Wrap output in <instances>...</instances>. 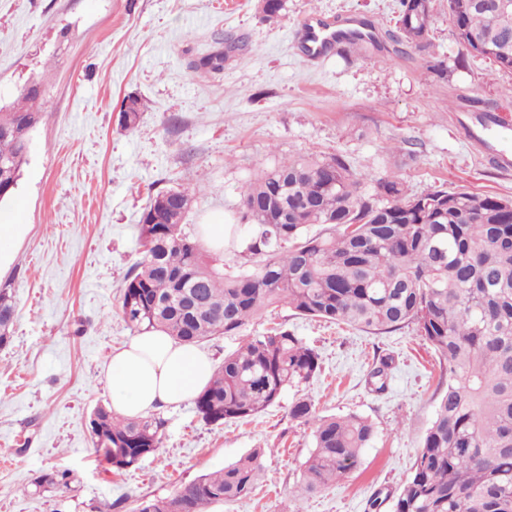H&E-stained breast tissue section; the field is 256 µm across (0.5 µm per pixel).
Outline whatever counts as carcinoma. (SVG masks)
<instances>
[{
    "instance_id": "carcinoma-1",
    "label": "carcinoma",
    "mask_w": 512,
    "mask_h": 512,
    "mask_svg": "<svg viewBox=\"0 0 512 512\" xmlns=\"http://www.w3.org/2000/svg\"><path fill=\"white\" fill-rule=\"evenodd\" d=\"M285 0H259L265 21ZM434 0H400L391 38L426 48ZM448 25L460 46L456 63L487 57L512 70V13L498 0H448ZM0 111V187L18 184L31 132L44 105L32 79ZM121 125L134 129L141 103ZM193 196L160 191L138 224L141 259L126 277L120 312L137 331L158 329L198 344L237 333L270 307L342 322L373 334L410 324L446 362L447 388L436 404L393 512H512V199L464 188L412 194L391 174L368 184L343 155H299L262 171L243 192L252 223L244 252L252 265L224 268L183 228ZM288 204V219L281 215ZM15 307L0 291V346L10 340ZM320 370L319 354L286 328L253 336L224 356L194 400L209 424L248 420L289 387ZM290 415L314 424L313 449L299 492L312 495L357 468L375 427L349 415H316L299 399ZM95 452L112 469L137 466L162 447L160 417L120 418L99 406L89 426ZM262 449L181 486L171 497H142L136 512H207L252 493ZM35 491L66 487L69 474L39 476Z\"/></svg>"
}]
</instances>
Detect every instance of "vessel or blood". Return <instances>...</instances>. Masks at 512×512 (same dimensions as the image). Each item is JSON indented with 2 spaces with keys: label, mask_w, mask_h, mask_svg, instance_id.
Wrapping results in <instances>:
<instances>
[{
  "label": "vessel or blood",
  "mask_w": 512,
  "mask_h": 512,
  "mask_svg": "<svg viewBox=\"0 0 512 512\" xmlns=\"http://www.w3.org/2000/svg\"><path fill=\"white\" fill-rule=\"evenodd\" d=\"M373 38L374 33L362 28L357 16L336 13L324 17H310L300 21L293 31V41L303 58L315 61L329 51L331 44L342 37ZM503 120L497 114H484L460 124L465 141L480 152L486 153L504 173L512 172V146L495 139L494 130Z\"/></svg>",
  "instance_id": "b4317fda"
}]
</instances>
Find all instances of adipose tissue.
Returning <instances> with one entry per match:
<instances>
[{
    "label": "adipose tissue",
    "mask_w": 512,
    "mask_h": 512,
    "mask_svg": "<svg viewBox=\"0 0 512 512\" xmlns=\"http://www.w3.org/2000/svg\"><path fill=\"white\" fill-rule=\"evenodd\" d=\"M214 372L210 355L159 330L136 333L112 352L106 370L113 411L131 418L194 400Z\"/></svg>",
    "instance_id": "obj_1"
}]
</instances>
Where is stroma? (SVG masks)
<instances>
[{
	"instance_id": "obj_1",
	"label": "stroma",
	"mask_w": 512,
	"mask_h": 512,
	"mask_svg": "<svg viewBox=\"0 0 512 512\" xmlns=\"http://www.w3.org/2000/svg\"><path fill=\"white\" fill-rule=\"evenodd\" d=\"M257 0H0V107L30 77L44 78L46 108L0 224L23 223L4 261L0 289L16 307L0 347V512H133L141 497H168L201 475L263 449L254 491L210 512H392L443 392L439 356L414 329L373 335L296 315L285 306L235 336L204 342L222 362L243 339L292 331L320 357L319 372L245 422L205 423L193 403L164 406L162 448L123 474L95 452L88 419L109 405L105 367L132 336L120 289L139 258L137 224L151 196H194L184 230L224 216V262L244 266L241 200L274 160L347 155L375 180L395 172L410 192L464 186L512 197V174L480 161L454 117L472 101L512 123V71L481 58L458 68L447 0H434L426 51L400 56L389 41L364 43L310 63L292 32L309 14L352 13L394 29L399 0H286L262 21ZM242 47L219 67L202 56ZM443 61L446 72L429 68ZM142 102L137 129H123L127 97ZM392 365L386 389L369 372ZM311 401L317 415L367 418L375 435L343 481L299 497L314 426L291 418ZM69 472L67 489L35 492L33 480ZM381 502L370 510L371 499Z\"/></svg>"
}]
</instances>
